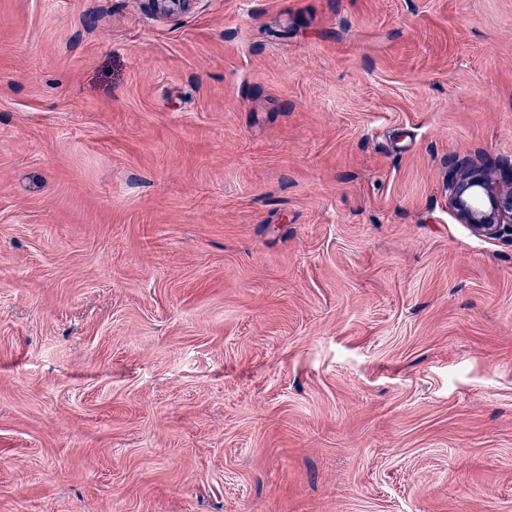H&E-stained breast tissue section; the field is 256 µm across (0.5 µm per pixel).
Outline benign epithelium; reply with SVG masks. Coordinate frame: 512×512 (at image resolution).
Instances as JSON below:
<instances>
[{"instance_id": "1", "label": "benign epithelium", "mask_w": 512, "mask_h": 512, "mask_svg": "<svg viewBox=\"0 0 512 512\" xmlns=\"http://www.w3.org/2000/svg\"><path fill=\"white\" fill-rule=\"evenodd\" d=\"M505 176L509 188L470 158L453 161L448 170V205L460 223L490 239H512L511 168Z\"/></svg>"}]
</instances>
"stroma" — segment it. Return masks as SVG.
<instances>
[{
	"mask_svg": "<svg viewBox=\"0 0 512 512\" xmlns=\"http://www.w3.org/2000/svg\"><path fill=\"white\" fill-rule=\"evenodd\" d=\"M512 0H0V512H512ZM509 188L470 158L455 160L448 170V205L461 224L490 239H512V169Z\"/></svg>",
	"mask_w": 512,
	"mask_h": 512,
	"instance_id": "35a3bbf8",
	"label": "stroma"
}]
</instances>
